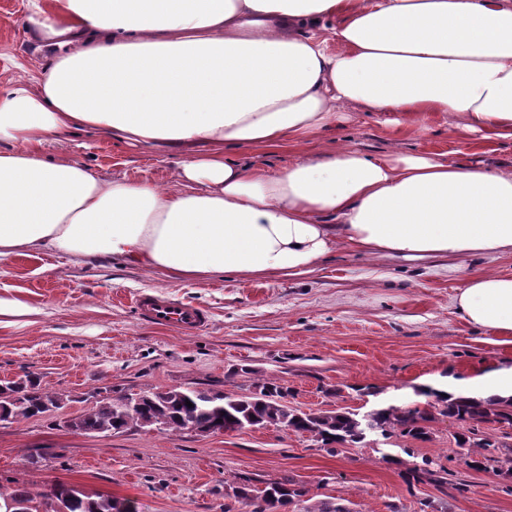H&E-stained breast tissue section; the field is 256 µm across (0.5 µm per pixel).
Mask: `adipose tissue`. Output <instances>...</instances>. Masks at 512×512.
I'll return each mask as SVG.
<instances>
[{
    "label": "adipose tissue",
    "mask_w": 512,
    "mask_h": 512,
    "mask_svg": "<svg viewBox=\"0 0 512 512\" xmlns=\"http://www.w3.org/2000/svg\"><path fill=\"white\" fill-rule=\"evenodd\" d=\"M60 53L0 93V262L62 250L175 281L296 276L339 247L426 260L512 253V172L353 147L273 171L365 112H447L512 138V0H29ZM183 154L176 186L105 180L50 139ZM472 325L512 335V275L468 277ZM231 155L242 162L259 163L273 170H282L297 159L298 149L292 144L276 149L236 148L231 151Z\"/></svg>",
    "instance_id": "1"
}]
</instances>
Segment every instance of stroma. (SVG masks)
<instances>
[{
	"label": "stroma",
	"mask_w": 512,
	"mask_h": 512,
	"mask_svg": "<svg viewBox=\"0 0 512 512\" xmlns=\"http://www.w3.org/2000/svg\"><path fill=\"white\" fill-rule=\"evenodd\" d=\"M33 29L28 0H0V92L30 84L56 54L54 42L35 38ZM345 114L303 149L444 154L454 163L512 171V138L483 145L478 135L456 130L449 114L401 120L356 107ZM47 152L70 155L105 180L163 187L182 160L175 151L84 134L50 142ZM478 273L512 275V253L411 262L340 248L296 277L176 284L159 271L64 252L2 262L0 294L22 297L40 316L0 331V380L31 373L44 390L72 400L62 410L0 424V487L63 482L135 501L138 512H250L233 495L240 477H286L306 489L309 501L333 498L353 512H423L428 504L434 512H512L505 480L464 464L454 440L461 426L442 416L431 422L428 441L378 436L332 453L308 435L273 426L209 436L139 428L93 436L66 426L97 388L247 393L259 374L283 380L294 392L291 405L307 412L346 407L363 414L380 401L418 405L420 386L512 366V341L470 324L455 305L466 279ZM140 292L198 305L211 321L193 335L144 323L131 303ZM38 447L54 454L34 467L26 456ZM404 458L444 465L447 484H407Z\"/></svg>",
	"instance_id": "obj_1"
}]
</instances>
